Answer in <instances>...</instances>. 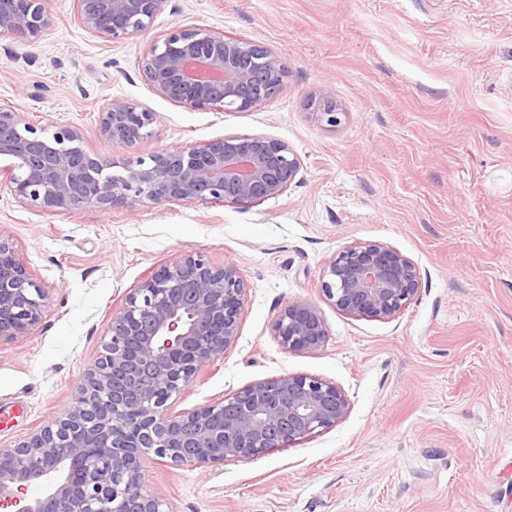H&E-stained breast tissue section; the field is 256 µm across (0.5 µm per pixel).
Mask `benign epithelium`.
Masks as SVG:
<instances>
[{"label":"benign epithelium","mask_w":512,"mask_h":512,"mask_svg":"<svg viewBox=\"0 0 512 512\" xmlns=\"http://www.w3.org/2000/svg\"><path fill=\"white\" fill-rule=\"evenodd\" d=\"M167 0H77L81 25L118 42L146 31ZM49 25L46 0H0V35L36 37ZM142 74L164 99L193 110L247 112L279 91L284 63L267 47L203 26L174 25L141 59ZM155 113L110 99L100 131L130 146L148 136ZM82 132L59 126L51 136L0 110V175L20 202L46 211L131 208L148 201L257 206L285 194L301 169L284 142L230 135L115 161L87 152ZM420 268L381 242L355 241L324 263L321 291L353 319L391 320L411 304ZM246 285L239 268L184 253L131 289L104 335L102 352L55 423L0 448V499L25 484L46 492L16 512H171L148 489L145 455L175 465L215 466L286 448L342 422L345 392L312 375H283L224 399L178 413L174 394L237 340ZM47 295L9 238L0 234V340L42 320ZM287 350H316L328 330L312 302L288 303L274 324Z\"/></svg>","instance_id":"obj_1"}]
</instances>
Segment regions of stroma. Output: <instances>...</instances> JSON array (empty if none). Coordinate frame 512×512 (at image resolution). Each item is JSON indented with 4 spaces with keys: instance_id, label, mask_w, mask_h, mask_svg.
Listing matches in <instances>:
<instances>
[{
    "instance_id": "35a3bbf8",
    "label": "stroma",
    "mask_w": 512,
    "mask_h": 512,
    "mask_svg": "<svg viewBox=\"0 0 512 512\" xmlns=\"http://www.w3.org/2000/svg\"><path fill=\"white\" fill-rule=\"evenodd\" d=\"M39 36L0 35V106L21 123L78 127L89 153L133 159L227 135L284 141L301 159L283 196L250 208L144 201L46 212L0 189V233L48 294L40 324L0 342V447L51 423L101 352L130 289L186 252L235 264L240 333L172 396V410L286 374L335 383V427L258 458L175 466L148 454L174 512H512V0H167L148 34L85 30L76 0H46ZM257 41L288 65L247 112L193 111L158 96L138 60L170 26ZM331 95L338 121L319 109ZM154 112L130 147L98 130L104 100ZM378 241L422 273L389 321L342 314L325 261ZM316 304L314 351L285 350L288 302Z\"/></svg>"
}]
</instances>
